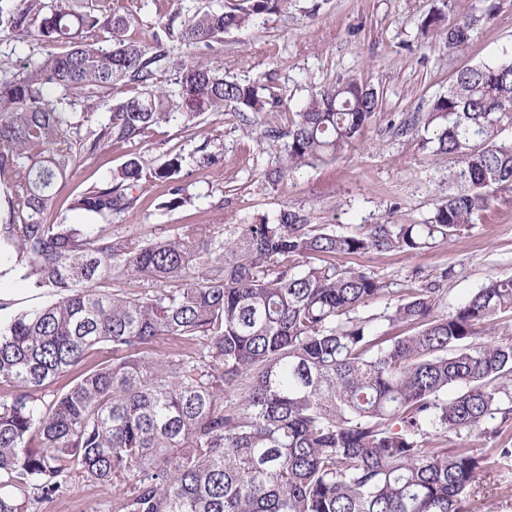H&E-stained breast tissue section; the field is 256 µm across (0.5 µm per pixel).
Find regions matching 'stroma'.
<instances>
[{"label": "stroma", "instance_id": "obj_1", "mask_svg": "<svg viewBox=\"0 0 512 512\" xmlns=\"http://www.w3.org/2000/svg\"><path fill=\"white\" fill-rule=\"evenodd\" d=\"M124 3L135 18L128 37L146 41L159 17L223 0ZM485 6L492 17L483 16ZM436 11L474 21L473 40L455 50L425 31L423 20ZM194 56L226 79L263 84L276 103L244 118L228 106L195 127L178 119L155 127L141 149L149 163L205 144L223 153L224 164L194 172L188 180L193 202L171 211L161 206V188L146 187L133 209L113 215L114 231L139 237L186 224H254L284 207L339 234L376 224H422L447 195L455 161L434 154L432 131L400 135L396 128L407 115L428 111L458 70L512 59V0H289L280 13L227 31L212 49ZM344 78L379 95V109L362 136L334 162L269 182L296 112L312 94ZM130 152L115 145L82 157L61 198L110 179ZM336 262L381 279L398 296L436 284L439 312L451 311L490 278L512 276V189L499 193L470 227L431 248L369 251ZM469 494L473 512H512V465L476 480ZM115 499L112 485L74 474L60 494L32 500L29 512H113Z\"/></svg>", "mask_w": 512, "mask_h": 512}]
</instances>
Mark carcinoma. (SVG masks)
Wrapping results in <instances>:
<instances>
[{
    "instance_id": "obj_1",
    "label": "carcinoma",
    "mask_w": 512,
    "mask_h": 512,
    "mask_svg": "<svg viewBox=\"0 0 512 512\" xmlns=\"http://www.w3.org/2000/svg\"><path fill=\"white\" fill-rule=\"evenodd\" d=\"M286 6L189 9L146 43L127 37L132 14L115 0H0V34L45 50L22 71L0 69V277L17 273L48 298L0 325V512H28L31 495L52 498L76 472L119 487L115 512H468L471 483L512 462V448L430 442L512 417V328L480 336L512 312V277L490 279L446 314L435 312L439 289L421 287L363 316L390 290L334 263L427 248L512 188V141L499 139L512 59L459 70L403 125L433 129V153L457 161L459 189L427 224L341 235L285 206L257 224L112 232V215L133 208L147 180L163 188L162 207L187 203L192 172L224 161L205 145L155 166L134 152L70 203L98 223L47 221L82 155L143 144L162 124L189 126L228 103L241 117L275 104L260 85L172 59L166 41L209 48ZM423 27L457 50L475 33L440 11ZM165 68L174 78L161 85ZM128 83L141 91L112 97ZM79 100L106 105V120L74 111ZM378 105L356 79L313 94L274 178L335 160ZM381 321L413 333L382 336ZM163 337L180 346L168 358L154 348ZM101 345L112 358L85 366ZM68 372L72 383L40 395Z\"/></svg>"
}]
</instances>
